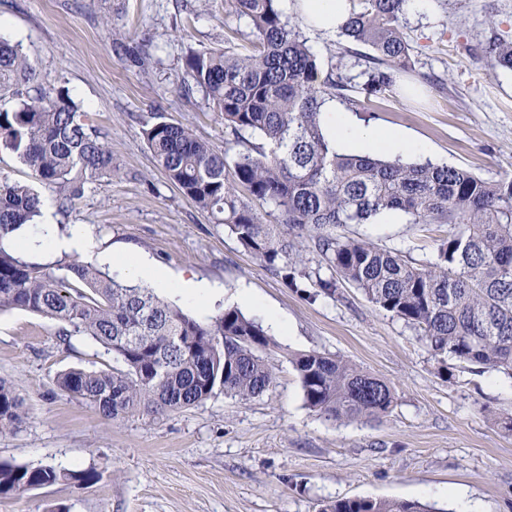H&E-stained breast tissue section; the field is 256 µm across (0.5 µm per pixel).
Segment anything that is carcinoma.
Listing matches in <instances>:
<instances>
[{"mask_svg": "<svg viewBox=\"0 0 512 512\" xmlns=\"http://www.w3.org/2000/svg\"><path fill=\"white\" fill-rule=\"evenodd\" d=\"M250 22L248 49H209L189 55L181 88L206 93L224 119V151H215L184 124L157 119L142 128L157 166L187 198L224 225L265 268L290 288L305 287L294 259L296 237H308L330 271L308 297L331 296L340 277L374 306L420 332L440 363H461L512 375V179L489 182L431 162L336 153L321 125L326 101L343 96L336 66L322 62L298 23L276 0H225ZM406 0H351L340 34L369 48L375 67L365 90L376 94L392 73L412 69L402 32ZM486 52L512 70V41ZM35 69L19 45L0 38V150L17 156L63 211L85 185L112 174L107 132L64 88L33 86ZM39 192L26 183L0 186V311L21 309L85 336L120 360L112 370L70 368L60 390L92 405L106 421L134 413L163 415L224 394L262 395L274 381L259 354L269 344L263 326L234 308L199 321L154 289L117 279L88 262L49 271L20 248L6 246L40 216ZM410 224H449L429 268L336 233L344 224H370L384 212ZM306 406L336 422H380L395 396L382 378L349 360L312 351L293 359ZM24 401L0 379V434L19 428ZM92 469L58 470L0 462V498L68 481L96 482ZM320 512H431L419 502L352 498Z\"/></svg>", "mask_w": 512, "mask_h": 512, "instance_id": "carcinoma-1", "label": "carcinoma"}]
</instances>
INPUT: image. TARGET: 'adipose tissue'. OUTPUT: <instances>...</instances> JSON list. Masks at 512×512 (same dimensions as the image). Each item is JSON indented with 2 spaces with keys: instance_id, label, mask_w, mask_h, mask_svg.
Segmentation results:
<instances>
[{
  "instance_id": "adipose-tissue-1",
  "label": "adipose tissue",
  "mask_w": 512,
  "mask_h": 512,
  "mask_svg": "<svg viewBox=\"0 0 512 512\" xmlns=\"http://www.w3.org/2000/svg\"><path fill=\"white\" fill-rule=\"evenodd\" d=\"M295 7L311 30L333 36L346 20L350 3L349 0H295ZM320 121L326 137L339 152L385 153L404 158L427 150L423 142L402 130L370 128L353 122L347 112L330 101L324 104ZM26 245L32 249L65 251L80 256L96 255L99 262L111 265L118 277L139 279L158 291L177 289L202 312L209 309L216 293L211 284L192 278L172 283L167 273L147 258L133 260L121 252H96L92 238L80 226L61 239L55 236L51 223L40 224Z\"/></svg>"
}]
</instances>
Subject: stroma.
<instances>
[{"label": "stroma", "mask_w": 512, "mask_h": 512, "mask_svg": "<svg viewBox=\"0 0 512 512\" xmlns=\"http://www.w3.org/2000/svg\"><path fill=\"white\" fill-rule=\"evenodd\" d=\"M120 38H113V31ZM246 18L224 0H0V38L20 44L36 84L65 88L90 124L112 139V174L86 190L55 224L82 225L106 250L149 258L172 280L218 289L212 311L250 288L286 319L263 355L274 373L263 395H220L160 418L108 422L61 391L57 373L109 369L116 358L83 336L63 340L58 324L20 309L0 313V377L25 400L21 428L0 435V460L60 470L94 469L89 487L67 482L0 499V512H318L354 497L419 500L459 512L463 492L478 512H512V377L447 359L438 366L417 332L337 281L310 300L261 266L154 165L144 123L190 126L215 149L224 121L204 92L184 93L185 58L208 48L240 50ZM412 69L366 95L364 60L346 58L351 87L339 105L355 122L407 131L428 158L488 180L512 178V70L488 61L494 35L512 38V0H431L406 14ZM368 241L425 268L444 224H347ZM319 351L386 380L397 403L380 423L325 420L304 403L292 361Z\"/></svg>", "instance_id": "stroma-1"}]
</instances>
